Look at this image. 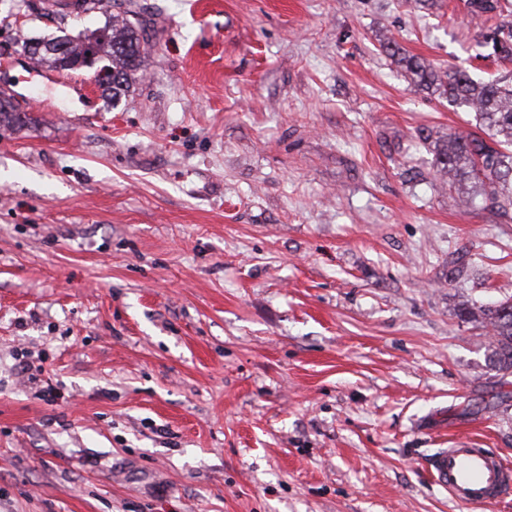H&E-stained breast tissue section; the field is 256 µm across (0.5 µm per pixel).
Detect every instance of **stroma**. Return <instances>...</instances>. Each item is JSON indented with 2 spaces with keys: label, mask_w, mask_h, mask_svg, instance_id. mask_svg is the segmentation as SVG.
<instances>
[{
  "label": "stroma",
  "mask_w": 512,
  "mask_h": 512,
  "mask_svg": "<svg viewBox=\"0 0 512 512\" xmlns=\"http://www.w3.org/2000/svg\"><path fill=\"white\" fill-rule=\"evenodd\" d=\"M112 10L150 35L117 104L20 54L103 10L0 0V512H512L429 472L460 435L512 464L460 316L512 296V214L449 193L417 133L472 117L380 47L512 73L464 0Z\"/></svg>",
  "instance_id": "1"
}]
</instances>
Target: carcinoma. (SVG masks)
Returning <instances> with one entry per match:
<instances>
[{"label": "carcinoma", "instance_id": "1", "mask_svg": "<svg viewBox=\"0 0 512 512\" xmlns=\"http://www.w3.org/2000/svg\"><path fill=\"white\" fill-rule=\"evenodd\" d=\"M469 13L482 21L488 56L512 62V25L497 22L500 0H466ZM104 25L87 34L61 36L64 49L33 50L31 58L54 68L73 66L88 51L99 64L98 85L116 101L130 92L144 63L143 33L127 17L110 14ZM382 48L420 90L474 114L477 131L456 134L434 145L436 175L448 178V190L468 204L481 197L497 211H512V76L475 80L461 70L440 73L423 59L388 39ZM28 120L8 99L0 97V127L14 128ZM491 327L493 357L499 369H512V299L479 307Z\"/></svg>", "mask_w": 512, "mask_h": 512}]
</instances>
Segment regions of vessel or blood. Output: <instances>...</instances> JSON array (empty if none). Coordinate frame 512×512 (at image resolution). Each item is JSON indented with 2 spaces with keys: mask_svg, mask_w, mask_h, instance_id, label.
<instances>
[{
  "mask_svg": "<svg viewBox=\"0 0 512 512\" xmlns=\"http://www.w3.org/2000/svg\"><path fill=\"white\" fill-rule=\"evenodd\" d=\"M430 470L435 483L462 504L486 506L512 493V465L465 438L456 447L441 450Z\"/></svg>",
  "mask_w": 512,
  "mask_h": 512,
  "instance_id": "1",
  "label": "vessel or blood"
}]
</instances>
